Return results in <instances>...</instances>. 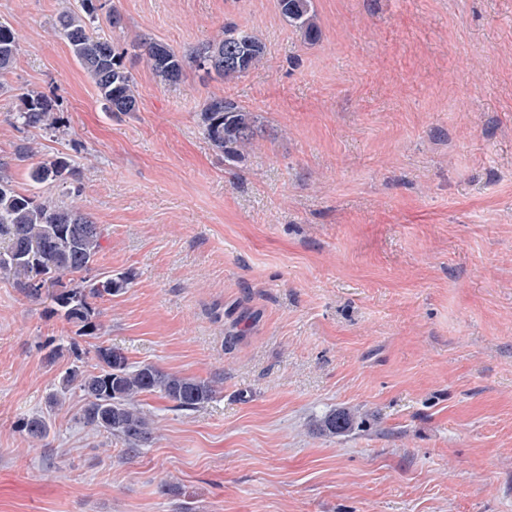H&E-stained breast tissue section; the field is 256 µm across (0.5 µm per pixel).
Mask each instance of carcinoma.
<instances>
[{
	"instance_id": "obj_1",
	"label": "carcinoma",
	"mask_w": 512,
	"mask_h": 512,
	"mask_svg": "<svg viewBox=\"0 0 512 512\" xmlns=\"http://www.w3.org/2000/svg\"><path fill=\"white\" fill-rule=\"evenodd\" d=\"M98 0H79L76 7L59 11L52 28L67 41L70 51L94 85L98 98L109 112L138 110L137 82L125 63L127 50L97 31ZM283 17L306 43L320 37L313 0H279ZM21 35L14 26L0 20V95L12 91L3 81L20 49ZM162 81L176 84L188 69L200 71L211 61L214 72L235 77L256 68L265 58V45L251 31L236 24H224L221 33L179 52L148 35L130 43ZM14 125L37 129L45 134L57 129L51 103L38 91L21 95V107L11 114ZM204 136L224 154V161L237 165L245 160L248 148L262 132L259 116L235 100L210 98L200 112ZM36 155L29 142L16 146L11 156L0 159V237L8 246L0 250V274L12 277L27 298L48 297L55 310L80 327L85 336L98 331L92 300L112 297L128 284L125 276H104L65 284L62 277L91 269L101 249L103 229L77 201L52 197L38 198L20 192L13 184L10 169ZM35 185L60 186L78 180L76 167L65 156H55L29 167ZM97 370L90 372L74 364L62 376L60 390L51 404L57 405L72 391L81 393L83 404L78 420L96 432H104L126 446V451L144 447L152 437L151 420L138 397L157 393L178 411H194L216 393L211 381L169 373L151 365H132L110 346L96 349ZM22 428L33 438L48 436L49 425L41 416L31 417Z\"/></svg>"
}]
</instances>
